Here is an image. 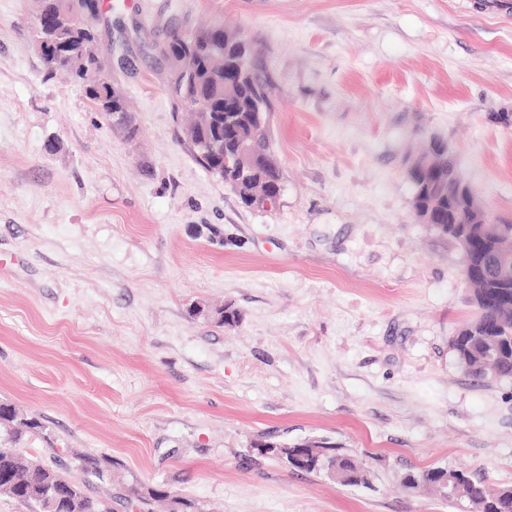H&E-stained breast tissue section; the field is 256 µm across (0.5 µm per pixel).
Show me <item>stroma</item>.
Instances as JSON below:
<instances>
[{
  "label": "stroma",
  "instance_id": "obj_1",
  "mask_svg": "<svg viewBox=\"0 0 512 512\" xmlns=\"http://www.w3.org/2000/svg\"><path fill=\"white\" fill-rule=\"evenodd\" d=\"M38 9L0 0V403L45 426L22 456L98 460L85 490L111 512L147 487L199 512H455L403 474L512 484V380L457 364L461 255L414 218L406 175L439 135L512 224V0H112L92 26L130 138L82 82L46 78ZM203 23L241 31L273 79L270 207L184 142L154 39ZM308 439L372 488L256 448ZM202 308H201V306L198 307V306L194 305V306L190 307L189 314L192 317H196V316H200V315L207 316L204 318H207L208 320L213 321L217 326H221V327H224V326L233 327V326H236L240 321L238 312L229 305H225L224 307L216 308V309H209V308L205 309L204 307H202Z\"/></svg>",
  "mask_w": 512,
  "mask_h": 512
}]
</instances>
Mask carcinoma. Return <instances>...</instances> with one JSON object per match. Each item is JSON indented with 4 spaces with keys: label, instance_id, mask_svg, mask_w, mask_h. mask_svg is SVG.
I'll return each instance as SVG.
<instances>
[{
    "label": "carcinoma",
    "instance_id": "cac0c4a2",
    "mask_svg": "<svg viewBox=\"0 0 512 512\" xmlns=\"http://www.w3.org/2000/svg\"><path fill=\"white\" fill-rule=\"evenodd\" d=\"M62 60H45L46 73L71 75L81 80L88 98L99 107L123 102L112 86L108 65L96 53L93 30L78 37L73 31L60 32ZM170 61L168 92L173 106L191 114L185 136L195 160L210 170L219 161L203 154L198 138L224 140V174L218 178L230 186L245 205L254 199L278 192L282 177L269 118L273 112L271 78L260 73L250 43L238 31L219 25L202 27L185 42L179 35L162 47ZM208 102L210 123L197 130L201 115L195 113L198 99ZM430 148L422 144L409 160L407 177L413 186L412 210L415 218L458 242L448 224V195L458 192L463 180L449 157L448 143ZM458 205L465 213L477 242L494 256V266L486 277L468 284L472 316L451 339L456 361L471 376L479 379L512 378V297L495 305L482 301L484 295L506 286L512 290V224H493L474 195L461 196ZM193 317L204 315L216 325L233 327L240 321L238 312L226 305L216 309L190 307ZM0 420L8 427L11 445H0V495H6L30 508V512H109L104 504L89 496L83 485L71 478L67 469L53 468L34 459H25L13 445L27 436L43 435V423L36 416L23 415L8 404H0ZM288 464L293 457H307L308 473L335 471L336 480L345 486L368 487L371 470L336 447L322 441L305 440L280 448H264ZM457 487V494L446 499L450 505L468 504L478 512H512V486L490 488L485 480L472 478L459 470L432 467L407 471L401 480L406 490H438L443 480ZM54 485L67 491L62 498L47 500L43 488ZM171 498L172 512H186L193 503L164 490L149 489L125 498L131 512H144L150 499Z\"/></svg>",
    "mask_w": 512,
    "mask_h": 512
}]
</instances>
